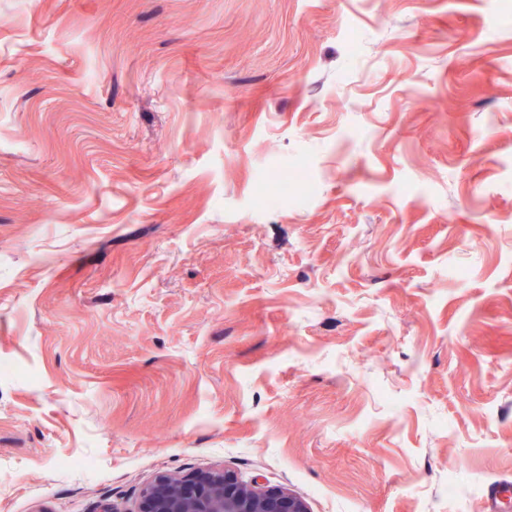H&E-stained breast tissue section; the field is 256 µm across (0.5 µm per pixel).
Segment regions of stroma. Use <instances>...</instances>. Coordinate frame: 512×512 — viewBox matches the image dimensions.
I'll return each instance as SVG.
<instances>
[{
    "label": "stroma",
    "instance_id": "obj_1",
    "mask_svg": "<svg viewBox=\"0 0 512 512\" xmlns=\"http://www.w3.org/2000/svg\"><path fill=\"white\" fill-rule=\"evenodd\" d=\"M201 469L512 512V0H0V512Z\"/></svg>",
    "mask_w": 512,
    "mask_h": 512
}]
</instances>
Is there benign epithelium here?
I'll list each match as a JSON object with an SVG mask.
<instances>
[{"label": "benign epithelium", "instance_id": "1", "mask_svg": "<svg viewBox=\"0 0 512 512\" xmlns=\"http://www.w3.org/2000/svg\"><path fill=\"white\" fill-rule=\"evenodd\" d=\"M137 512H310L280 487L244 482L223 470L160 474L145 486Z\"/></svg>", "mask_w": 512, "mask_h": 512}]
</instances>
